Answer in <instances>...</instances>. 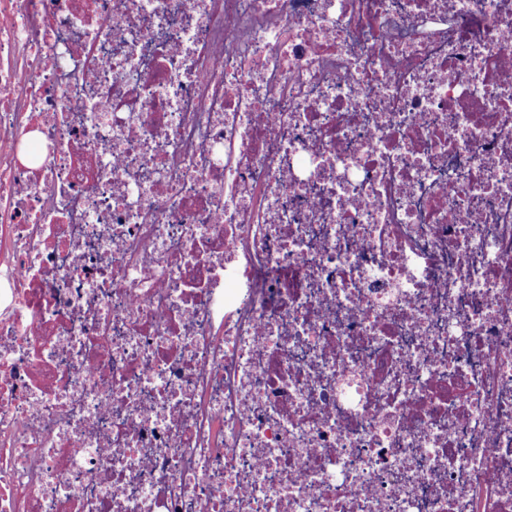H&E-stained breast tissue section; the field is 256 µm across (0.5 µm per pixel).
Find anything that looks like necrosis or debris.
<instances>
[{
	"label": "necrosis or debris",
	"instance_id": "4bbe7bcc",
	"mask_svg": "<svg viewBox=\"0 0 512 512\" xmlns=\"http://www.w3.org/2000/svg\"><path fill=\"white\" fill-rule=\"evenodd\" d=\"M0 512H512V0H0Z\"/></svg>",
	"mask_w": 512,
	"mask_h": 512
}]
</instances>
